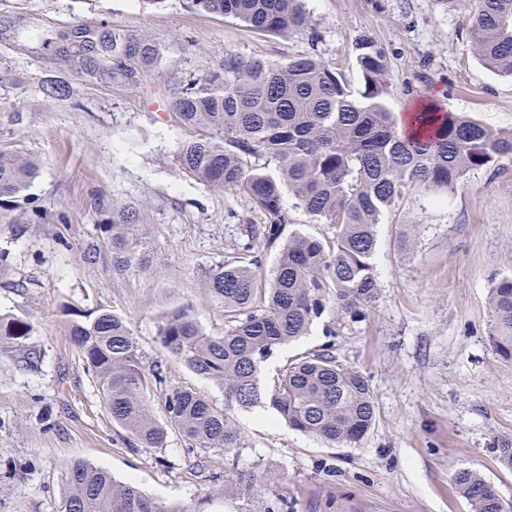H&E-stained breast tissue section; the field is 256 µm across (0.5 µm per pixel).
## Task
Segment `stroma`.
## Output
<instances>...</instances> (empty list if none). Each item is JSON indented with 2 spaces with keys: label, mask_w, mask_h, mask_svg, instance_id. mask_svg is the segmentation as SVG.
Here are the masks:
<instances>
[{
  "label": "stroma",
  "mask_w": 512,
  "mask_h": 512,
  "mask_svg": "<svg viewBox=\"0 0 512 512\" xmlns=\"http://www.w3.org/2000/svg\"><path fill=\"white\" fill-rule=\"evenodd\" d=\"M476 0H307V31L272 36L186 0L146 8L139 0H0V21L33 17L47 31L93 25L158 42L170 69L201 76L230 53L281 61L313 55L340 69L353 91L363 79L355 43L386 57L385 107L401 114L423 101L462 112L493 130H512V76L489 71L467 25ZM0 149L36 160L18 197L0 201V315L31 323L38 370L0 354V512H59L64 464L83 461L165 502L194 506L208 489L186 467L184 444L136 448L113 424L66 336L62 302L124 316L144 364L167 362L177 383L223 405L221 385L168 357L157 319L190 304L205 333L224 332V307L206 300L202 268L234 260L246 222L260 223L244 197L184 176V137L156 74L88 81L60 63L53 45L21 55L0 42ZM61 80L71 99L38 86ZM140 207L152 224L161 276L113 273L99 224L116 204ZM43 219H35V212ZM380 297L365 318L325 313L309 336L281 349L262 379L303 351L332 345L337 359L367 377L376 417L354 446L332 447L294 431L268 411L236 414L244 439L240 471L263 476L268 498L290 512H471L452 479L471 469L512 508V469L494 444L512 439V357L490 341V293L512 277V156L469 171L453 194L414 189L385 212L374 257ZM333 325L335 336L324 328Z\"/></svg>",
  "instance_id": "1"
}]
</instances>
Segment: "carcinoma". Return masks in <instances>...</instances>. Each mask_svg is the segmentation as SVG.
Masks as SVG:
<instances>
[{"instance_id":"obj_1","label":"carcinoma","mask_w":512,"mask_h":512,"mask_svg":"<svg viewBox=\"0 0 512 512\" xmlns=\"http://www.w3.org/2000/svg\"><path fill=\"white\" fill-rule=\"evenodd\" d=\"M187 6L239 19L252 29L288 35L308 27L306 0H186ZM468 36L482 63L512 76V0H478ZM60 51L96 53L87 77L117 80L137 69L158 67L157 45L129 31L106 38L83 26L55 33ZM364 89L354 93L343 75L320 59L303 55L275 63L262 57L227 55L200 77H164L175 122L187 135L179 143L182 172L219 192L249 200L264 216L244 225L233 260L202 270L207 297L224 304V334L203 332L193 307L163 313L157 322L162 347L195 374L224 388V406L201 392L173 383L162 363L143 364L127 321L105 309L85 314L69 306L64 328L102 395L112 422L141 448H165L179 436L199 473L222 456V497L245 496L258 512H284L285 501L266 498L255 476L237 472L235 451L243 447L233 420L239 410H273L291 429L335 446L358 443L375 422L367 378L336 359L329 349L308 350L288 362L273 382L262 367L282 347L309 335L328 310L357 321L379 298L373 259L380 217L410 189L453 192L467 172L512 156V131H494L469 116L427 106L400 129L383 104L389 87L385 57L362 38L355 44ZM38 92L61 100L73 95L60 80ZM33 161L0 150V198L21 193L34 178ZM294 200L311 222L333 229V244L290 232ZM112 253V270L127 275L162 273L149 247L150 231L139 210L115 205L112 222L101 224ZM283 240L274 273L261 282L255 268L260 246ZM494 348L512 357V278L491 288ZM33 326L0 316V352L17 353L22 367L36 371L40 352L31 345ZM164 392L166 420H157L150 393ZM68 493L60 512H206L207 493L193 507L165 503L130 483L81 461L64 466ZM472 512H505L502 499L477 472L454 476Z\"/></svg>"}]
</instances>
